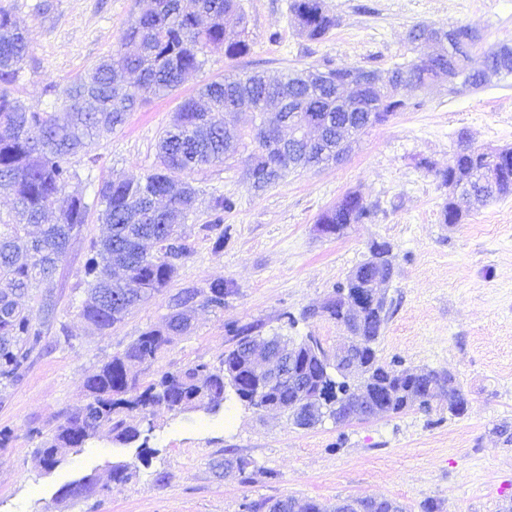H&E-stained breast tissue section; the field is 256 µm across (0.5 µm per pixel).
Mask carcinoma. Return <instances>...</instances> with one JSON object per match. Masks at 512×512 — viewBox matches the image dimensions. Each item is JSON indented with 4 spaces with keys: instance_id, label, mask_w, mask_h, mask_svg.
<instances>
[{
    "instance_id": "carcinoma-1",
    "label": "carcinoma",
    "mask_w": 512,
    "mask_h": 512,
    "mask_svg": "<svg viewBox=\"0 0 512 512\" xmlns=\"http://www.w3.org/2000/svg\"><path fill=\"white\" fill-rule=\"evenodd\" d=\"M136 11L128 21L119 46L101 58L87 74L71 80L59 92L52 91L51 107L27 104L11 90L28 57V44L10 11L0 8V194L12 198L9 213L0 215V382L19 381L31 356L44 346V326L54 314L50 299L42 300L40 313L23 307L19 298L31 292L56 269L70 240L81 232L91 210L107 225L108 232L90 243L83 268L87 285L81 313L100 331L120 323L138 303L160 292L177 271V261L187 251L176 232V225L195 212L198 191L180 176L222 163L247 152V175L256 189L285 177L290 170L303 169L336 157L340 124L351 109L366 117L363 128L383 123L410 107L403 98L360 96L343 100L332 79L336 69L325 66L331 79L303 78L290 74L269 81L258 74H228L212 80L201 89L199 98H186L179 105L170 125L158 141L157 165L138 180L112 177L98 185L92 202L67 194L69 184L79 178L73 162L88 154L94 139L110 134L122 125L128 112L151 97L177 89L186 75L200 71L211 48L224 49V56L236 59L249 53L247 18L240 0H135ZM299 32L310 40L323 39L337 26L323 0H291ZM479 42L466 44L461 53L443 54L413 61L396 68L404 82L422 88L439 79L454 64L458 83L463 87L483 85L482 74L469 68V60ZM492 64L501 77H512V48L503 47ZM247 103L252 111L237 128L224 124V113L237 112ZM312 107L324 123L321 142L307 147L297 144L293 157L281 150L276 137L282 120L301 105ZM66 114L60 120L58 113ZM255 147L248 149V142ZM448 188L443 207L447 224L463 218L460 201L453 187L471 177L487 186V200L512 195V148L506 147L495 158L476 149L454 154L448 168L435 172ZM235 203L230 197L214 195L210 201L206 231H219L214 247L224 246V213ZM377 206L356 193L346 194L336 205L323 211L319 224H333L338 234L351 224L375 217ZM150 241L156 253L149 254L144 242ZM392 251L387 241H374L368 259L359 264L366 269L363 278L377 275L389 278L391 263L368 269L374 250ZM351 280L337 286L339 301L325 308L323 316L350 335L364 340L356 358L364 366L362 377L350 376L351 358L327 351L321 340L307 335L297 341L278 334L256 339L251 328L236 329L237 343L224 352L217 366L195 363L176 372L165 371L158 380L140 387L130 380L128 363L153 362L160 356L169 336L190 327V312L197 298L213 309H224V296L231 292L222 282L206 289L186 288L172 299L165 328L149 327L123 353L114 355L84 384L86 402L65 415L50 434L30 430L41 438L37 454L46 468L60 462L61 448H83L97 433L106 429L113 440L128 444L137 440L142 429L136 417L146 419L155 407L176 413L203 409L214 412L224 404L226 388L246 405L275 411L301 425L302 413L316 408L323 418L343 425L356 416L399 414L410 407L409 399L423 407L434 397L433 390L448 389L450 413L460 417L467 410V399L460 384H448L445 371L428 369L425 374L393 369L380 362L376 344L391 305L361 309L351 313ZM288 342L296 346L295 362L288 376H271L258 369L252 354L281 349ZM254 462L236 456L224 460V473L241 481L249 478ZM129 465L112 467L102 478L99 491L112 492V484L129 480ZM369 498L344 501L326 509L311 500L305 512H366Z\"/></svg>"
}]
</instances>
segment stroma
<instances>
[{"mask_svg":"<svg viewBox=\"0 0 512 512\" xmlns=\"http://www.w3.org/2000/svg\"><path fill=\"white\" fill-rule=\"evenodd\" d=\"M290 2L242 0L249 54L230 60L212 50L204 68L172 94L129 112L121 127L93 143L95 163L78 160L80 177L69 194L90 201L101 180H137L150 172L159 136L181 102L224 74L277 78L327 64L388 70L412 60L407 32L419 23H461L481 36L483 46L512 44V0H324L337 25L319 41L299 33ZM0 5L10 8L29 44L16 94L47 107L49 87H62L111 54L135 0ZM401 93L409 109L356 136L340 164L287 174L263 190L252 186L240 158L188 175L199 201L178 228L187 256L162 292L104 332L80 312L87 248L106 232L89 217L52 278L22 299L36 309L48 295L56 309L45 327V346L24 376L0 384V427L15 432L0 447V512H248L250 503L289 496L301 505L377 497L399 502L405 512H421L427 500L440 512H512V196L447 224L442 207L448 190L434 176L447 168L459 132L477 149L512 146V78L460 94L449 93L444 79L428 90L405 86ZM354 191L377 204L373 221L350 225L340 236L320 234L318 216ZM214 194L235 201L224 216L231 234L220 250L201 229ZM375 240L391 243L394 265L388 287L393 312L378 343L381 361L397 369L448 370L467 399L464 416H451L442 394L427 411L414 406L301 429L287 415L248 407L230 392L214 414L155 409L147 461H138L136 445L113 443L103 433L84 449L63 450L61 465L44 469L29 428L51 431L65 411L81 406L86 377L146 328L163 327L182 289L223 280L231 292L223 311L197 308L191 331L172 337L155 363L131 366L140 384L190 364H218L243 326L257 336L312 334L336 349L344 332L302 313L320 308ZM231 454L254 461L248 481L225 475L222 463ZM119 462L135 465L136 473L111 494L59 497L65 483Z\"/></svg>","mask_w":512,"mask_h":512,"instance_id":"obj_1","label":"stroma"}]
</instances>
